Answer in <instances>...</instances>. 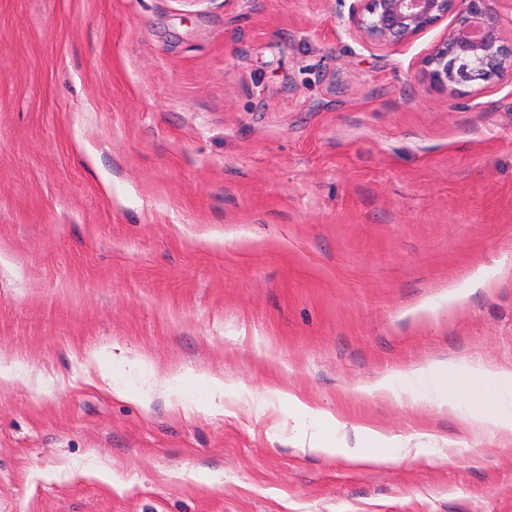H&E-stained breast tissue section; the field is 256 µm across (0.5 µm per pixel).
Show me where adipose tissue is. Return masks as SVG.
I'll use <instances>...</instances> for the list:
<instances>
[{
	"mask_svg": "<svg viewBox=\"0 0 512 512\" xmlns=\"http://www.w3.org/2000/svg\"><path fill=\"white\" fill-rule=\"evenodd\" d=\"M484 366L465 362L452 361L446 365L432 364L413 371L414 379L430 384L434 401L439 406H446L450 397L473 401L492 407V414L472 416L471 422L484 430H495L503 434L512 433V401L508 398H497L481 393L475 386V379L487 375Z\"/></svg>",
	"mask_w": 512,
	"mask_h": 512,
	"instance_id": "1",
	"label": "adipose tissue"
}]
</instances>
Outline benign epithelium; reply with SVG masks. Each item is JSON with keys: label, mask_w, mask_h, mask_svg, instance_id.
Listing matches in <instances>:
<instances>
[{"label": "benign epithelium", "mask_w": 512, "mask_h": 512, "mask_svg": "<svg viewBox=\"0 0 512 512\" xmlns=\"http://www.w3.org/2000/svg\"><path fill=\"white\" fill-rule=\"evenodd\" d=\"M495 0H359L349 19L375 45L410 39L449 14L448 34L425 59L422 78L436 87L512 76V42L505 41Z\"/></svg>", "instance_id": "obj_1"}]
</instances>
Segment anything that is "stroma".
<instances>
[{
  "instance_id": "stroma-1",
  "label": "stroma",
  "mask_w": 512,
  "mask_h": 512,
  "mask_svg": "<svg viewBox=\"0 0 512 512\" xmlns=\"http://www.w3.org/2000/svg\"><path fill=\"white\" fill-rule=\"evenodd\" d=\"M352 3L0 0V512H512V80ZM487 374L492 375V372L480 364L450 361L448 366L432 364L418 369L413 371L411 376L414 379L431 384L432 399L439 406L452 405L453 400H448V393H453L457 398L492 407L494 410L492 415L484 413L474 415L470 423L484 430H496L503 434H511L512 409L509 394L507 397L498 399L495 396H487L481 393L475 384L465 382L466 377L479 379ZM356 436L358 440V448H346L344 453L347 457L352 459L365 458V447L375 442L386 441L387 438L371 428H360L356 430Z\"/></svg>"
}]
</instances>
